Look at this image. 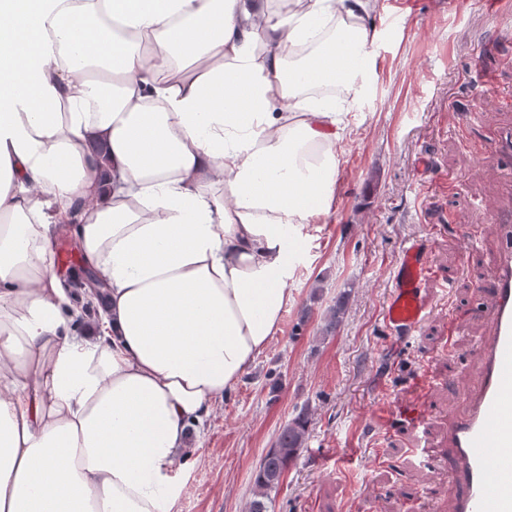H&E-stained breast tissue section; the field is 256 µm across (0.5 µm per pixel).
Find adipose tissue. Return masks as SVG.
<instances>
[{
  "mask_svg": "<svg viewBox=\"0 0 512 512\" xmlns=\"http://www.w3.org/2000/svg\"><path fill=\"white\" fill-rule=\"evenodd\" d=\"M382 0H0V512H170L280 330ZM106 285L83 334L57 266ZM67 257V261L64 262L62 259ZM58 262L60 264L61 272L62 274L67 277L64 284L67 283H78L83 284L86 279V275L81 280H70L68 278L71 277V272L73 270H77L78 268V256L76 252L75 245L70 240H65L60 243L58 247V253H57ZM61 258V259H60Z\"/></svg>",
  "mask_w": 512,
  "mask_h": 512,
  "instance_id": "adipose-tissue-1",
  "label": "adipose tissue"
}]
</instances>
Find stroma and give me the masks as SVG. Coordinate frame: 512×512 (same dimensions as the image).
<instances>
[{
	"instance_id": "obj_1",
	"label": "stroma",
	"mask_w": 512,
	"mask_h": 512,
	"mask_svg": "<svg viewBox=\"0 0 512 512\" xmlns=\"http://www.w3.org/2000/svg\"><path fill=\"white\" fill-rule=\"evenodd\" d=\"M384 4L372 86L349 104L332 206L302 231L282 330L178 459L172 512H248L262 456L304 406L306 446L270 512H448V423L479 378L471 346L485 333L468 311L495 267L491 214L512 204V0ZM481 91L484 114L460 122ZM420 237L432 310L400 340L383 307L401 246ZM343 293L346 314L325 332ZM390 401L419 407L426 428L379 429Z\"/></svg>"
}]
</instances>
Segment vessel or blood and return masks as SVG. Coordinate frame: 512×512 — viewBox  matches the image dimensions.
Segmentation results:
<instances>
[{"label":"vessel or blood","instance_id":"obj_1","mask_svg":"<svg viewBox=\"0 0 512 512\" xmlns=\"http://www.w3.org/2000/svg\"><path fill=\"white\" fill-rule=\"evenodd\" d=\"M502 251L484 309L488 331L476 345L478 387L448 427L449 512H512V224L500 226ZM426 244L405 246L391 275L384 321L403 336L416 335L430 312L422 294L432 275Z\"/></svg>","mask_w":512,"mask_h":512}]
</instances>
